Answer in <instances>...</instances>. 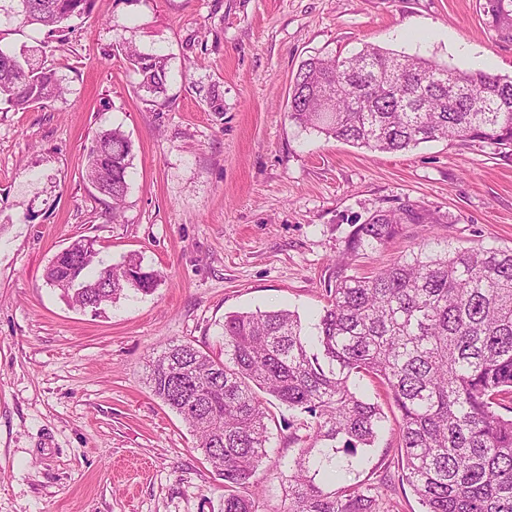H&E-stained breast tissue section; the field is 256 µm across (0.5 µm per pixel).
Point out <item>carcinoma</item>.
<instances>
[{
	"label": "carcinoma",
	"instance_id": "cac0c4a2",
	"mask_svg": "<svg viewBox=\"0 0 512 512\" xmlns=\"http://www.w3.org/2000/svg\"><path fill=\"white\" fill-rule=\"evenodd\" d=\"M92 0H0V26L35 25L50 36L85 15ZM487 30L512 41V0H484ZM125 57L139 89L164 91L168 57L133 46ZM56 72L22 51L0 48V102L16 111L62 96ZM288 121L374 152L429 141H478L512 148V78L461 70L367 44L351 56L311 57L291 79ZM132 142L102 129L86 155V176L117 217L129 191ZM446 216L417 203L378 210L353 225L333 265L334 284L308 333L289 309L224 317V356L172 342L149 361L154 396L175 411L196 449L224 478V512H261L252 489L271 438L269 396L315 418L288 471L280 473L283 512H385L368 480L329 488V469L351 470L384 419L361 394L368 376L400 412L402 480L423 512H512V248L455 247L432 241ZM423 228L417 249L373 276L352 260ZM136 255L112 263L81 237L58 252L45 282L82 310L105 307L158 285L136 280Z\"/></svg>",
	"mask_w": 512,
	"mask_h": 512
}]
</instances>
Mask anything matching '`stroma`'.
Returning <instances> with one entry per match:
<instances>
[{
  "instance_id": "obj_1",
  "label": "stroma",
  "mask_w": 512,
  "mask_h": 512,
  "mask_svg": "<svg viewBox=\"0 0 512 512\" xmlns=\"http://www.w3.org/2000/svg\"><path fill=\"white\" fill-rule=\"evenodd\" d=\"M66 41L0 28L64 79L46 108L0 109V512H222L224 479L182 418L153 396L148 361L170 342L219 353L233 312L286 308L314 325L353 225L403 201L448 217L438 237L512 248V156L479 142L372 152L302 131L291 78L312 56L365 44L512 75V42L479 0H93ZM167 55L149 94L124 48ZM219 92L224 109L210 111ZM133 143L120 219L85 177L95 133ZM105 260L142 256L155 291L96 315L45 283L79 237ZM260 469L267 512L306 416L271 402ZM348 480L391 476L397 512H422L398 480V410Z\"/></svg>"
}]
</instances>
